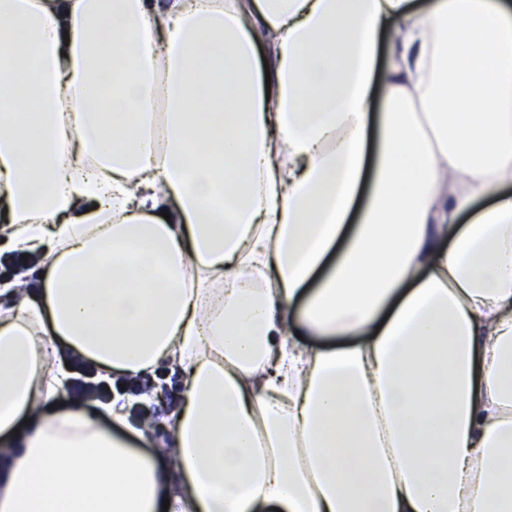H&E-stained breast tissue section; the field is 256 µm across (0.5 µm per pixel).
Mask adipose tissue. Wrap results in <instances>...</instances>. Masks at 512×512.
I'll list each match as a JSON object with an SVG mask.
<instances>
[{
  "label": "adipose tissue",
  "instance_id": "adipose-tissue-1",
  "mask_svg": "<svg viewBox=\"0 0 512 512\" xmlns=\"http://www.w3.org/2000/svg\"><path fill=\"white\" fill-rule=\"evenodd\" d=\"M0 239V512H512V0H0ZM73 367L79 371L81 377L75 380L73 392L82 398H104L108 394L107 385L102 382L86 381L85 378L91 379L95 375V371L86 367L82 361L75 359L72 361ZM141 378L139 385L141 386L147 381L150 387H161L166 390L167 398L163 401H154L155 409H153L154 422L156 424L153 439L156 442L168 441V433L165 421L172 413L174 408L178 406L180 401V393L182 391V380L177 369H172L169 364H161L154 370ZM175 408V409H176Z\"/></svg>",
  "mask_w": 512,
  "mask_h": 512
}]
</instances>
